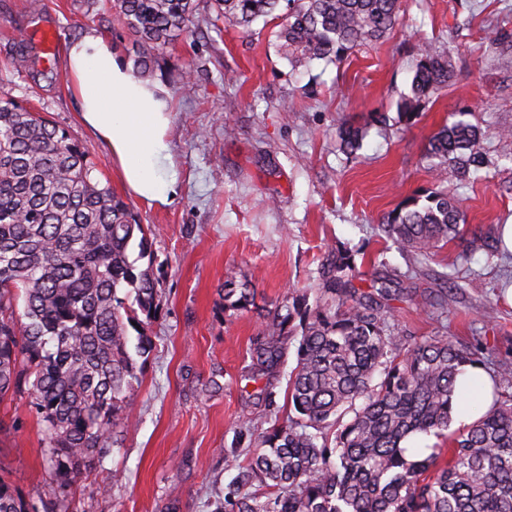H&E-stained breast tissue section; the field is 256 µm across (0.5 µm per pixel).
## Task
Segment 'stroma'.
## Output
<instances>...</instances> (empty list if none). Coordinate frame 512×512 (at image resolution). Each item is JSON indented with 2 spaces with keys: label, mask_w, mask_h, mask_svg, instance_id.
<instances>
[{
  "label": "stroma",
  "mask_w": 512,
  "mask_h": 512,
  "mask_svg": "<svg viewBox=\"0 0 512 512\" xmlns=\"http://www.w3.org/2000/svg\"><path fill=\"white\" fill-rule=\"evenodd\" d=\"M212 0H197L195 32L156 51L143 79L172 101L168 131L177 194L148 204L123 185L107 146L81 122L65 73L72 40L103 37L121 58L134 37L95 21L110 0H0V92L23 101L77 138L98 163V176L153 233V272L162 288L147 326L155 350L130 405L134 427L120 448L71 486L78 512H212L230 479L224 450L241 421L252 433L271 414L246 383L253 337L289 289L317 282L338 246L416 273L411 299L394 302V319L412 336L481 338L484 363L512 362V253L478 252L455 265L457 247L427 265L387 248L377 226L406 198L441 188L458 199L467 233L512 224V0H401L400 19L381 40L357 47L341 65L294 67L281 53L280 20L256 22L250 34L216 22ZM56 31L54 54L39 34ZM26 41L29 63L12 58ZM448 54L447 87L430 94L414 124L399 118L425 42ZM381 120L368 124L369 115ZM476 125L490 160L470 184L452 167L434 171L429 137L444 123ZM365 127L356 155L342 151V123ZM455 266L458 287L447 312L425 299L436 275ZM249 281L255 304L228 311L220 289ZM217 378L222 389L200 391ZM0 472L26 496L45 484L41 426L23 401L0 402Z\"/></svg>",
  "instance_id": "35a3bbf8"
}]
</instances>
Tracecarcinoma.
I'll return each mask as SVG.
<instances>
[{
    "label": "carcinoma",
    "mask_w": 512,
    "mask_h": 512,
    "mask_svg": "<svg viewBox=\"0 0 512 512\" xmlns=\"http://www.w3.org/2000/svg\"><path fill=\"white\" fill-rule=\"evenodd\" d=\"M282 1L288 17L280 49L294 65L339 64L398 19L399 0H214V9L248 33L257 20L277 18ZM196 10V0H113L102 21L133 33L134 63L145 68L156 51L195 32ZM450 74L447 55L425 43L401 117L412 122ZM339 138L351 155L363 131L344 125ZM427 154L464 184L485 164L479 132L463 120L434 133ZM96 170L66 129L0 95V401L26 399L43 428L48 468L37 498L0 476V512H75L68 488L119 445L155 348L144 328L160 307L153 241L123 199L94 178ZM464 221L448 193L432 191L423 204L405 200L378 231L422 264L459 236ZM499 245L491 235L473 236L457 258L478 250L493 257ZM454 278L453 271L441 275L445 290L431 307L445 308ZM356 279L353 251L338 249L316 287L290 290L267 312L250 344L248 378L267 380L256 399L273 405L269 380L287 360L288 341L297 340L294 414L254 438L240 424L235 446L224 449L235 474L213 512H512V364L491 375L490 408L448 432L457 376L481 365L482 342L403 336L391 302L411 297L416 282L384 262L369 290ZM223 299L224 309L245 310L254 290L227 280ZM411 435L444 438L448 447L409 460L402 442ZM246 439L253 452L242 464L238 445Z\"/></svg>",
    "instance_id": "carcinoma-1"
}]
</instances>
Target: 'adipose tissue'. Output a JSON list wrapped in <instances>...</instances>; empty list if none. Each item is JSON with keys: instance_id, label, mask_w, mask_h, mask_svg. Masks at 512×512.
I'll use <instances>...</instances> for the list:
<instances>
[{"instance_id": "adipose-tissue-1", "label": "adipose tissue", "mask_w": 512, "mask_h": 512, "mask_svg": "<svg viewBox=\"0 0 512 512\" xmlns=\"http://www.w3.org/2000/svg\"><path fill=\"white\" fill-rule=\"evenodd\" d=\"M66 74L83 124L108 145L126 187L140 199L168 202L176 191L166 171L168 92L141 79L95 34L70 43Z\"/></svg>"}]
</instances>
